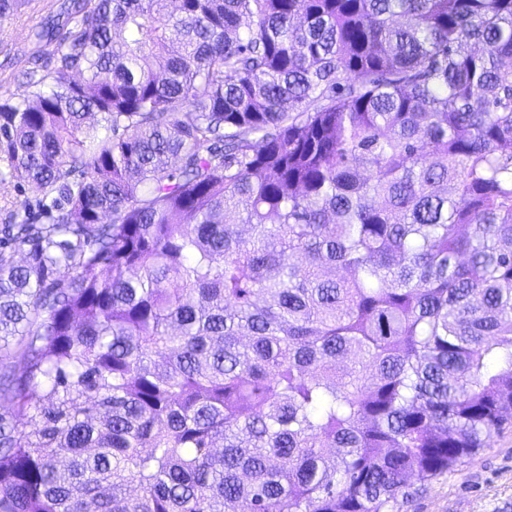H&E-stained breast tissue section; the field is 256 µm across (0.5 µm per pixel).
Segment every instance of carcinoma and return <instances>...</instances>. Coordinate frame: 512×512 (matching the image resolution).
<instances>
[{
	"label": "carcinoma",
	"instance_id": "obj_1",
	"mask_svg": "<svg viewBox=\"0 0 512 512\" xmlns=\"http://www.w3.org/2000/svg\"><path fill=\"white\" fill-rule=\"evenodd\" d=\"M175 2L0 104V512H394L512 426V0ZM39 197L37 189L28 183H0V226L8 224L9 211L21 205H32Z\"/></svg>",
	"mask_w": 512,
	"mask_h": 512
}]
</instances>
